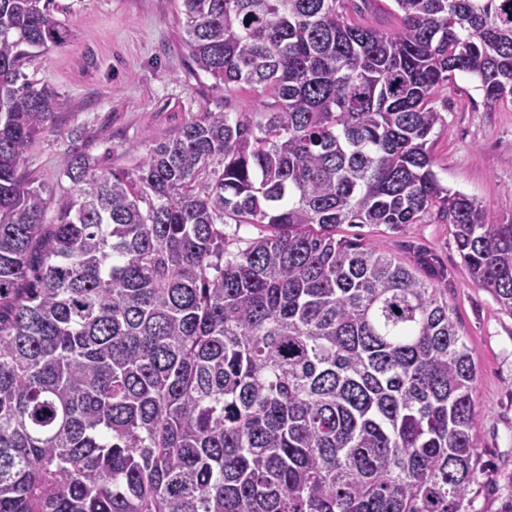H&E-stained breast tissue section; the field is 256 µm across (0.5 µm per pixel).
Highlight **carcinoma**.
Wrapping results in <instances>:
<instances>
[{"mask_svg":"<svg viewBox=\"0 0 512 512\" xmlns=\"http://www.w3.org/2000/svg\"><path fill=\"white\" fill-rule=\"evenodd\" d=\"M208 112L135 173L24 177L57 95L55 0H0V512H474V354L448 271L343 224H449L512 313V219L444 185L433 95L512 101V0H180ZM271 232L243 242L224 226ZM375 6L372 7L367 13L366 18L368 22L374 26L375 28L382 31H389L395 25V16L394 12H396L394 2L390 0H375ZM386 4L388 6H386ZM268 102H270V99L260 95L258 92L247 88L239 91L232 98H229L227 109L230 112H255L256 110L262 108L264 103Z\"/></svg>","mask_w":512,"mask_h":512,"instance_id":"obj_1","label":"carcinoma"}]
</instances>
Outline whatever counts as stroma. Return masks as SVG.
<instances>
[{"label": "stroma", "instance_id": "stroma-1", "mask_svg": "<svg viewBox=\"0 0 512 512\" xmlns=\"http://www.w3.org/2000/svg\"><path fill=\"white\" fill-rule=\"evenodd\" d=\"M67 42L25 66L27 77L55 89L57 122L31 149L25 172L45 197L64 190L58 174L74 153L116 173L130 172L157 143L207 112H253L265 96L244 89L225 98L224 87L196 73L185 45L176 0H56ZM443 117L431 136L434 169L443 184L476 200L492 218L512 217V105L488 103L469 76L456 74L435 95ZM400 259L409 246L430 250L448 270V302L458 332L474 351L480 465L477 512H512V313L472 282L452 230L412 224L342 226Z\"/></svg>", "mask_w": 512, "mask_h": 512}]
</instances>
